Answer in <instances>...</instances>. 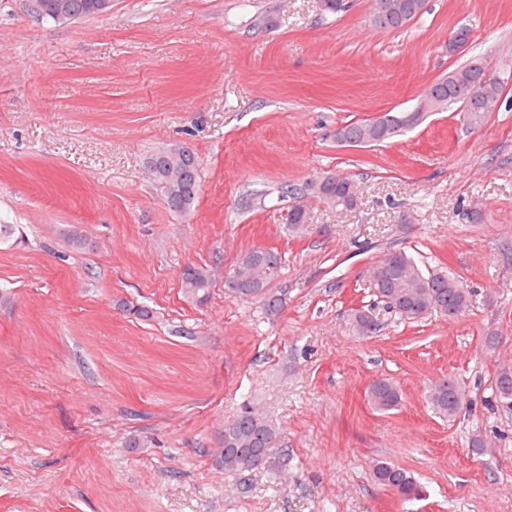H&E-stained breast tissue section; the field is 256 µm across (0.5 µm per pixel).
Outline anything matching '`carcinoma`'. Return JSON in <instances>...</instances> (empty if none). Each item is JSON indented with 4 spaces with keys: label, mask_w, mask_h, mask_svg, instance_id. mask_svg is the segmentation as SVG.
<instances>
[{
    "label": "carcinoma",
    "mask_w": 512,
    "mask_h": 512,
    "mask_svg": "<svg viewBox=\"0 0 512 512\" xmlns=\"http://www.w3.org/2000/svg\"><path fill=\"white\" fill-rule=\"evenodd\" d=\"M368 120L343 125L345 137L353 147H368L364 129ZM147 162L155 168L152 180L156 183L171 173L185 175V187L179 194L180 204L175 211L188 210L195 202L200 187L199 162L195 153H185L183 147L155 151ZM306 195L315 198L329 208L352 211L357 208V188L348 176L339 182L318 184L306 183ZM292 214L289 227L299 236L309 232L307 212L302 200L289 206ZM284 262L282 256L267 248L253 247L238 255L224 276V288L240 298L256 300L266 311H278L282 299L274 284L280 278ZM369 285L373 295L385 308L403 320H415L434 312L445 319L457 318L469 305V291L450 273L439 269L422 267L405 251L389 253L388 261L374 266L369 271ZM184 293L193 301L203 304L210 297L211 278L203 267L188 266L181 277ZM499 400L512 409V370L502 369L497 376ZM466 394L461 385L452 377L437 380L430 390L432 409L442 417L455 418L460 412ZM367 401L376 411L397 410L402 404L399 386L380 378L369 385ZM277 436V430L259 415L251 406L243 405L236 414L224 421V433L218 447L210 452L213 465L221 470L238 475L250 474L262 468L269 448ZM376 478L384 486L397 492L407 501L421 496L415 479L402 468L388 462L375 464Z\"/></svg>",
    "instance_id": "cac0c4a2"
}]
</instances>
